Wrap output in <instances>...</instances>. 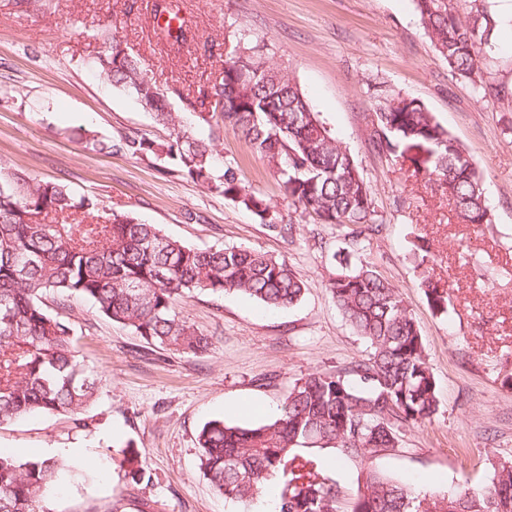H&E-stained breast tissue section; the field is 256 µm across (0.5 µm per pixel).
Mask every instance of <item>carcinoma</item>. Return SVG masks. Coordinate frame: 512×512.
Returning <instances> with one entry per match:
<instances>
[{
  "instance_id": "carcinoma-1",
  "label": "carcinoma",
  "mask_w": 512,
  "mask_h": 512,
  "mask_svg": "<svg viewBox=\"0 0 512 512\" xmlns=\"http://www.w3.org/2000/svg\"><path fill=\"white\" fill-rule=\"evenodd\" d=\"M421 24L452 78L489 95L483 59L498 26L486 0H414ZM96 67L163 123L174 121L169 93L145 73L139 55L107 29ZM241 47L224 45V76L193 93L172 89L197 126L242 135L253 156L275 171L294 211L350 229L352 241L379 231L371 193L352 154L290 76L257 61L237 65ZM373 142L411 175L448 196L460 224H490L482 177L468 151L420 101L385 99L375 111ZM97 150L164 154L185 172L261 221L270 206L229 165L215 170L212 137L175 130L164 146L135 135L114 142L89 131ZM95 203L66 186L22 170L0 168V424L33 413L66 415L94 401L98 377L80 357L71 324L44 308V298L84 297L106 318L145 343L202 353L210 338L179 317L194 293L243 294L267 308L298 303L300 274L284 259L242 247L201 250L155 224L125 213L86 221ZM433 310L449 314L447 289L427 277ZM337 309L366 342L369 358L346 374L312 372L288 387L270 421L242 425L211 420L199 430V466L215 494L244 506L264 494L276 512H512V460L494 466L491 483L447 496L420 494L369 461L400 447L401 430L438 408L436 383L418 325L397 288L376 271L339 262L328 281ZM356 470L350 501L323 451ZM74 472L68 459L21 462L0 452V512H49L51 491Z\"/></svg>"
}]
</instances>
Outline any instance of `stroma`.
Wrapping results in <instances>:
<instances>
[{"label": "stroma", "instance_id": "obj_1", "mask_svg": "<svg viewBox=\"0 0 512 512\" xmlns=\"http://www.w3.org/2000/svg\"><path fill=\"white\" fill-rule=\"evenodd\" d=\"M18 11L0 0V166L92 197L99 218L128 212L198 248L242 246L286 259L306 282L303 301L269 311L239 295L197 293L179 316L211 337L199 354L144 346L86 299L58 309L102 386L74 415L34 414L0 424V449L22 459L80 449L75 478L50 496V512H250L216 495L199 468L197 433L230 402L248 404L233 422L272 419L289 385L319 371L342 373L370 349L333 302L337 260L368 266L402 294L424 340L438 408L405 429L400 447L373 467L414 488L456 492L487 486L498 460L512 457V11L489 0L500 20L486 52V97L452 79L422 28L413 0H168L193 41L171 51L153 23L155 0H44ZM140 56L160 88L194 89L221 78L224 41L260 46L287 72L357 160L383 221L354 243L347 228L299 217L266 163L239 136L220 131L215 164L237 165L270 211L294 224L278 231L187 175L164 156L107 155L72 138L139 135L157 142L193 130L180 100L177 126L156 122L130 95L95 72L99 29ZM419 99L467 149L483 174L489 225L460 224L446 197L409 177L372 142L382 96ZM429 252L418 268L415 245ZM445 285L450 312L431 310L422 273ZM146 460L140 479L121 466L124 449Z\"/></svg>", "mask_w": 512, "mask_h": 512}]
</instances>
